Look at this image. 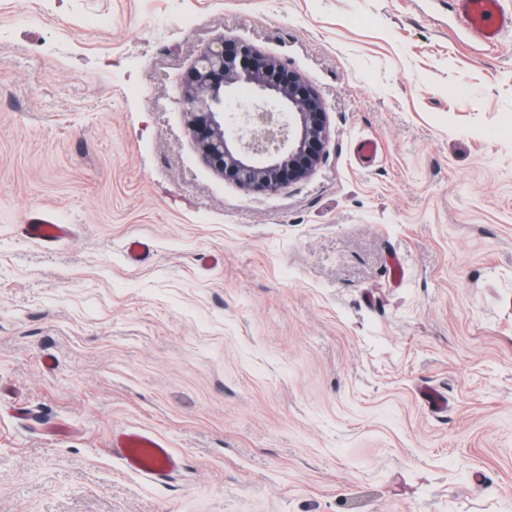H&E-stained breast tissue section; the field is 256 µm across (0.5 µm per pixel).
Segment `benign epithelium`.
Listing matches in <instances>:
<instances>
[{
	"label": "benign epithelium",
	"mask_w": 512,
	"mask_h": 512,
	"mask_svg": "<svg viewBox=\"0 0 512 512\" xmlns=\"http://www.w3.org/2000/svg\"><path fill=\"white\" fill-rule=\"evenodd\" d=\"M243 91L253 102L239 112ZM183 104L205 161L247 190L299 182L326 154L321 97L287 64L245 42L223 37L206 46L185 81Z\"/></svg>",
	"instance_id": "7a95c632"
}]
</instances>
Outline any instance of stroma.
<instances>
[{"label":"stroma","instance_id":"1","mask_svg":"<svg viewBox=\"0 0 512 512\" xmlns=\"http://www.w3.org/2000/svg\"><path fill=\"white\" fill-rule=\"evenodd\" d=\"M220 37L324 101L304 180L203 159L183 81ZM37 207L73 236H22ZM0 512H512V35L453 0H0ZM112 458L128 472L164 485L180 473L183 460L155 434L139 428L112 432Z\"/></svg>","mask_w":512,"mask_h":512}]
</instances>
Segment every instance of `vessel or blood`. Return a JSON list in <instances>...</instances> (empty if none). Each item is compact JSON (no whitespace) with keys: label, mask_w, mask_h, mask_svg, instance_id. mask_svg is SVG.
<instances>
[{"label":"vessel or blood","mask_w":512,"mask_h":512,"mask_svg":"<svg viewBox=\"0 0 512 512\" xmlns=\"http://www.w3.org/2000/svg\"><path fill=\"white\" fill-rule=\"evenodd\" d=\"M466 28L481 42L496 46L504 30H512V10L504 0H456ZM21 230L29 238L50 245L71 232L70 225L59 223L42 210L29 213ZM112 456L128 472L149 482L164 485L180 473L183 460L155 434L125 428L112 433Z\"/></svg>","instance_id":"obj_1"}]
</instances>
